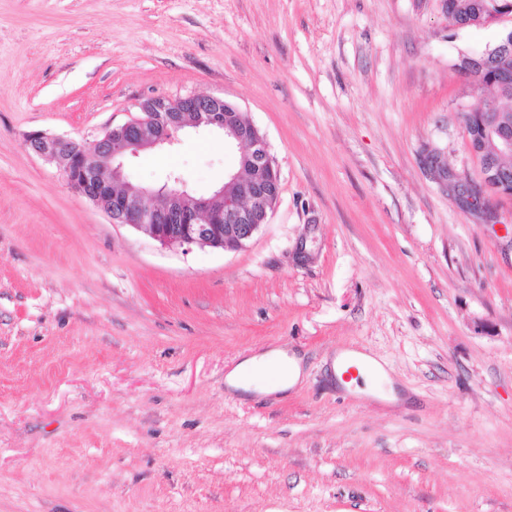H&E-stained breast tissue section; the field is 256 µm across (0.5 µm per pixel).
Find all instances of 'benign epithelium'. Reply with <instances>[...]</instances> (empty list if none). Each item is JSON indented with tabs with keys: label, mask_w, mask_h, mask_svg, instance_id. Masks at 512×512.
<instances>
[{
	"label": "benign epithelium",
	"mask_w": 512,
	"mask_h": 512,
	"mask_svg": "<svg viewBox=\"0 0 512 512\" xmlns=\"http://www.w3.org/2000/svg\"><path fill=\"white\" fill-rule=\"evenodd\" d=\"M512 45V30L480 54L464 56L456 69L476 75L499 63ZM140 115L107 130L91 146L72 139L31 132L27 142L41 157L56 163L69 185L104 211L114 224L128 225L164 247H210L223 251L245 248L267 223L280 197V181L266 136L243 113L221 97L151 96L138 103ZM486 133L498 144V155H512V126L493 115L486 117ZM185 129L218 131L240 154L239 172L229 176L234 193L222 186L194 196L178 175L156 188L143 187L124 177L125 160L141 152L177 142ZM479 197L502 195L505 171L486 158Z\"/></svg>",
	"instance_id": "obj_1"
}]
</instances>
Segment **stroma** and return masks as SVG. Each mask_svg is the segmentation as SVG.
<instances>
[{
    "instance_id": "stroma-1",
    "label": "stroma",
    "mask_w": 512,
    "mask_h": 512,
    "mask_svg": "<svg viewBox=\"0 0 512 512\" xmlns=\"http://www.w3.org/2000/svg\"><path fill=\"white\" fill-rule=\"evenodd\" d=\"M511 28L444 0H0V512H512V198L455 188L481 98L455 66ZM189 94L276 161L244 249L112 223L25 140ZM238 169L191 130L125 164L196 195ZM270 347L302 384L229 392ZM342 349L405 401L341 389ZM350 365H355L358 368L359 377L364 379L365 388L359 389L358 386H356L357 390L372 393L370 391H372L380 381H384L389 385L390 389V395L387 399L392 401L397 400L392 389V379L389 377L384 363L377 357L357 351H343L336 354L332 365L333 371L337 382L346 389H350L351 385L356 382L354 379L350 382L344 381V372Z\"/></svg>"
}]
</instances>
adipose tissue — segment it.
<instances>
[{
	"instance_id": "ef3b65f1",
	"label": "adipose tissue",
	"mask_w": 512,
	"mask_h": 512,
	"mask_svg": "<svg viewBox=\"0 0 512 512\" xmlns=\"http://www.w3.org/2000/svg\"><path fill=\"white\" fill-rule=\"evenodd\" d=\"M356 366L366 390H373L382 381H388L389 374L384 363L374 355L344 351L333 361L336 379H343L348 366ZM300 361L296 356L279 348L245 357L225 377L230 390L272 394L294 388L301 380Z\"/></svg>"
}]
</instances>
